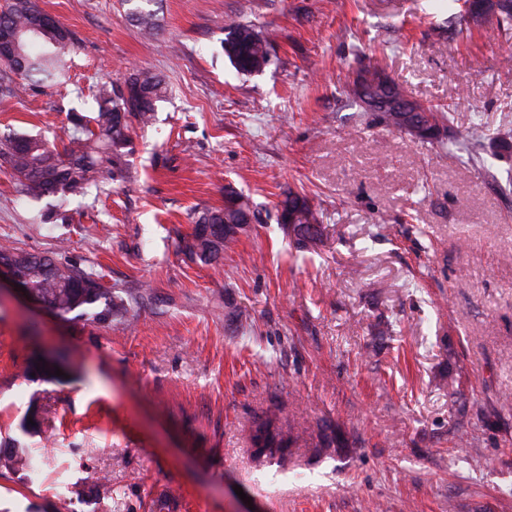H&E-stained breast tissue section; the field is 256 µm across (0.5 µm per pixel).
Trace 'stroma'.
Returning a JSON list of instances; mask_svg holds the SVG:
<instances>
[{
    "instance_id": "obj_1",
    "label": "stroma",
    "mask_w": 512,
    "mask_h": 512,
    "mask_svg": "<svg viewBox=\"0 0 512 512\" xmlns=\"http://www.w3.org/2000/svg\"><path fill=\"white\" fill-rule=\"evenodd\" d=\"M38 4L74 35L70 79L0 87L1 133L63 135L138 69L168 95L126 177L62 219L0 162V243L137 290L132 324L106 326L0 286V449L47 452L41 482L0 468V512H63L60 482L73 512H512V149H436L341 93L377 60L456 130H512V28L454 27L448 0H158L148 38L121 0ZM236 23L267 37L262 72L225 56ZM229 189L256 221L190 261V212ZM290 190L314 241L276 221ZM38 352L64 378H25ZM272 414L292 443L261 454Z\"/></svg>"
}]
</instances>
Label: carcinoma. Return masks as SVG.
Instances as JSON below:
<instances>
[{"label":"carcinoma","instance_id":"obj_1","mask_svg":"<svg viewBox=\"0 0 512 512\" xmlns=\"http://www.w3.org/2000/svg\"><path fill=\"white\" fill-rule=\"evenodd\" d=\"M129 18L145 36L157 33V10L152 8L156 0H125ZM44 15L37 0H7L0 9V30H12L19 35L17 51L0 57V63L9 70V92L17 96L33 86L53 87L69 80L68 57L74 51L75 39L71 30L60 21L36 35L32 27ZM494 17L497 26H512V0H472L470 6L453 17L454 23L468 28L482 20ZM224 55L237 72L251 75L262 71L269 61L270 44L250 24L232 25L223 41ZM362 83L349 82L343 94L360 110L361 96L379 99L373 116L379 122L402 130L414 121L423 123L430 135L421 139L432 147L445 148L457 141L464 142L473 158L486 151L491 140L486 126L478 123L460 133L451 125L450 116L443 111L422 108L408 98L407 89L387 77L383 67L376 63L358 69ZM127 85L137 93L125 97L113 86H98L95 101L97 110L87 118L75 114L70 127L65 130L67 143L63 149L40 136L24 133H8L0 137V158L9 164L18 180L20 192L33 199L67 194L112 178L124 177L125 149L128 148L130 131L134 126H145L154 119L156 104L166 93L165 81L149 71H136ZM240 195L224 199V206L209 207L193 213V232L182 238L178 248L188 258L202 264L219 260L224 251L237 241L235 237L208 238L202 233L206 224H250L255 213L248 202H240ZM307 213L308 224H298L295 238L304 243L316 229L314 216L307 199L293 191L278 204V212ZM13 265L10 273L35 299L46 304L58 315L66 318L74 314L76 319L92 320L99 324L119 321L129 324L134 315L125 304L123 295H134L133 289L118 291L106 288L92 269H83L67 262H59L48 256L19 251L1 244L0 262ZM253 446L259 451L287 447V442L273 419L258 423L251 433Z\"/></svg>","mask_w":512,"mask_h":512}]
</instances>
